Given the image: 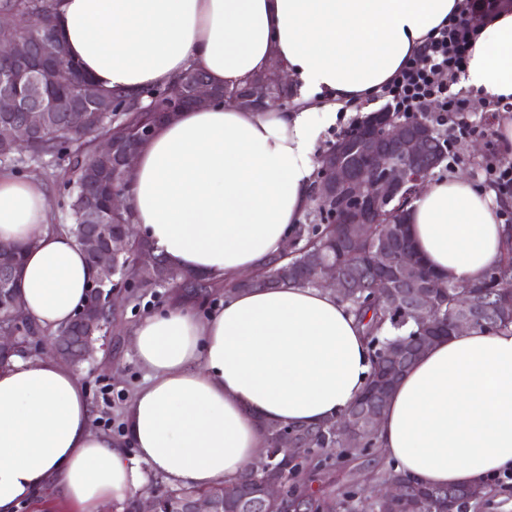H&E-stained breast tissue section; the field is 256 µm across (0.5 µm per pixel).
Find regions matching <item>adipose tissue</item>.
<instances>
[{"label": "adipose tissue", "mask_w": 512, "mask_h": 512, "mask_svg": "<svg viewBox=\"0 0 512 512\" xmlns=\"http://www.w3.org/2000/svg\"><path fill=\"white\" fill-rule=\"evenodd\" d=\"M461 0H57L68 55L136 96L187 70L235 88L279 62L297 107L222 100L159 125L126 177L138 235L175 267L236 278L281 255L313 205L314 143L421 52ZM484 110L512 101V7L483 22L463 77ZM512 205L466 176L429 182L407 207L418 254L476 281L497 259ZM0 243L26 244L19 304L54 330L87 303L94 270L49 221L44 185L0 171ZM131 346L145 372L115 439L92 423L81 377L56 358L0 362V512L52 495L72 512L123 507L151 479L207 489L261 457L263 422L320 423L359 396L372 362L354 316L325 288L249 289L200 314L178 301L144 316ZM388 462L427 487L472 488L512 472V330L433 342L380 424Z\"/></svg>", "instance_id": "obj_1"}]
</instances>
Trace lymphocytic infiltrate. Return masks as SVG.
<instances>
[{
  "label": "lymphocytic infiltrate",
  "mask_w": 512,
  "mask_h": 512,
  "mask_svg": "<svg viewBox=\"0 0 512 512\" xmlns=\"http://www.w3.org/2000/svg\"><path fill=\"white\" fill-rule=\"evenodd\" d=\"M512 0H462L459 12L433 29L420 54L409 58L381 90L388 109L397 114L436 110L439 116L457 119L460 136L474 134L475 128L464 118L472 94L458 89L470 53L480 35L479 25L470 23L472 14L490 16Z\"/></svg>",
  "instance_id": "obj_1"
}]
</instances>
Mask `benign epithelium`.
I'll list each match as a JSON object with an SVG mask.
<instances>
[{"mask_svg": "<svg viewBox=\"0 0 512 512\" xmlns=\"http://www.w3.org/2000/svg\"><path fill=\"white\" fill-rule=\"evenodd\" d=\"M61 44L58 32L51 28L43 40L32 43L26 38H16L7 44L0 43V135L18 145L35 142L43 132V112L46 99L42 95L43 77L53 74L58 67V57L53 49ZM243 108L263 111L271 105L288 106L286 99L274 95H259L247 85L233 92L217 90L203 79L190 81L189 102L203 105L215 98ZM98 108L87 103L72 102L65 108L58 137H66L74 130L76 113L96 112ZM436 132L420 114L407 120L390 112L368 114L355 128L354 134L338 143L331 152L322 155L318 162L323 176L316 185L321 200L326 202L340 196L347 199V207L338 220L345 225V243L349 254L364 255L371 268L372 278L368 288L371 297L386 303L405 305L420 320L431 314L435 303L429 290L417 286L410 278L401 275L392 266L390 248L386 244L372 246L375 225L383 210L392 202L405 197H415L440 164L442 157L434 152L432 144ZM127 130L122 125L112 126V132L96 139V151L119 162L129 170L136 154L126 145ZM137 238L134 226L125 225L122 233L112 235L98 224L87 227L78 244L88 253L93 268L100 272L117 273L113 261L126 252ZM311 279L320 288H330L342 295L348 284L336 264L316 258L308 265ZM16 270L12 252L0 247V293L7 291ZM121 288L114 287L107 297L92 299L89 303L93 315L80 322L77 329L68 331L49 347L39 348L57 359L76 364L92 352L93 334L102 329V319L111 310L124 303ZM508 318V307L499 303L489 312L480 303L467 301L456 311L448 324V331L469 329L486 317ZM28 340L12 329H0V360L13 353L26 352ZM380 415L374 401L354 408L336 426V434L350 448L365 447L363 428H378ZM301 435L294 428H287L276 436L274 453L264 452L262 457L246 468L248 472L262 471L265 480L257 499L261 512H296L285 495L280 467L269 464L274 456H283L282 462L297 456ZM410 489L405 481L386 484L379 495V508L374 512H388L391 505L403 499ZM127 512H165L162 500L152 492L136 496ZM178 512H224V499L213 495L190 494L181 498Z\"/></svg>", "mask_w": 512, "mask_h": 512, "instance_id": "obj_1", "label": "benign epithelium"}]
</instances>
